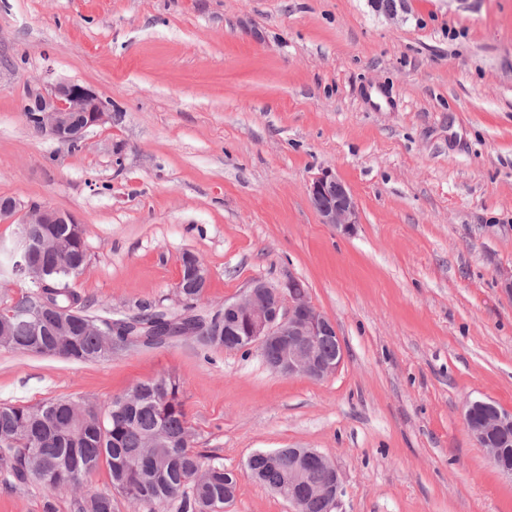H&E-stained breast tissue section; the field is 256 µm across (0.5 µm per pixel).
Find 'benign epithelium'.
<instances>
[{"mask_svg":"<svg viewBox=\"0 0 512 512\" xmlns=\"http://www.w3.org/2000/svg\"><path fill=\"white\" fill-rule=\"evenodd\" d=\"M24 112L29 125L42 135L71 148L80 146L87 129L106 123L111 109L92 87L77 81L27 85ZM311 205L320 223L344 234L354 233L360 223L357 201L350 187L326 169L312 176L307 185ZM24 224H69L73 231L82 227L73 215L46 203L31 202L24 206ZM35 244L20 238L16 277L35 281L42 269L29 260ZM224 335L238 337L244 350L257 349L266 365L282 375L304 376L323 380L334 375L344 359V347L335 322L312 302L309 293L298 289V280L290 277L279 284L263 279L252 280L242 295L224 301ZM335 345L336 353L324 355L321 341ZM476 402L466 403L464 422L476 439H489L512 430V413L494 419L475 421L472 410ZM488 455L499 472L512 478V453L507 448H489ZM293 459L288 470V503L301 507L305 497L327 503V512L337 508L342 492L338 468L322 452L313 448H290Z\"/></svg>","mask_w":512,"mask_h":512,"instance_id":"benign-epithelium-1","label":"benign epithelium"}]
</instances>
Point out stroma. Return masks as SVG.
I'll list each match as a JSON object with an SVG mask.
<instances>
[{
    "mask_svg": "<svg viewBox=\"0 0 512 512\" xmlns=\"http://www.w3.org/2000/svg\"><path fill=\"white\" fill-rule=\"evenodd\" d=\"M60 80L112 106L75 151L23 112L26 84ZM324 168L354 234L308 201ZM0 197L84 225L74 286L112 313L174 307L190 251L202 310L291 275L344 344L321 381L192 337L83 364L0 347V403L104 407L169 374L194 448L238 475L224 512H292L246 469L277 448L337 465L338 512H512L462 416L512 411V0H0ZM48 499L73 512L0 486V512ZM307 193L320 223L343 234L354 233L360 222L359 207L350 187L336 173L326 169L312 176Z\"/></svg>",
    "mask_w": 512,
    "mask_h": 512,
    "instance_id": "35a3bbf8",
    "label": "stroma"
}]
</instances>
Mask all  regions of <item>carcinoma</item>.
Listing matches in <instances>:
<instances>
[{
	"label": "carcinoma",
	"mask_w": 512,
	"mask_h": 512,
	"mask_svg": "<svg viewBox=\"0 0 512 512\" xmlns=\"http://www.w3.org/2000/svg\"><path fill=\"white\" fill-rule=\"evenodd\" d=\"M27 234L46 243L35 257L44 278L27 283L18 300L0 311V335L12 349L76 363L97 362L112 357L117 348L162 346L188 329L202 331L196 337L202 347H224V317L201 313L194 303L179 312L146 305L117 318L95 310L72 286L87 265L85 241L70 238L63 224H34ZM195 260L191 252L181 256V281L188 295L200 292L189 281V265ZM47 300L75 317L48 336H34L29 323L35 317L55 322ZM128 321L164 326L168 335L142 336L135 343L114 336L112 348L105 349L99 333L89 329L91 322L110 329ZM193 437L180 383L169 375L136 384L102 411L66 399L0 404V481L7 487L34 482L51 492L71 487L77 490L74 512H112L111 496L79 493L84 479L104 462L113 488L146 512H224L233 499V477L218 458L195 451ZM291 466L286 448L258 451L247 461L256 478L282 495L288 494Z\"/></svg>",
	"instance_id": "carcinoma-1"
}]
</instances>
